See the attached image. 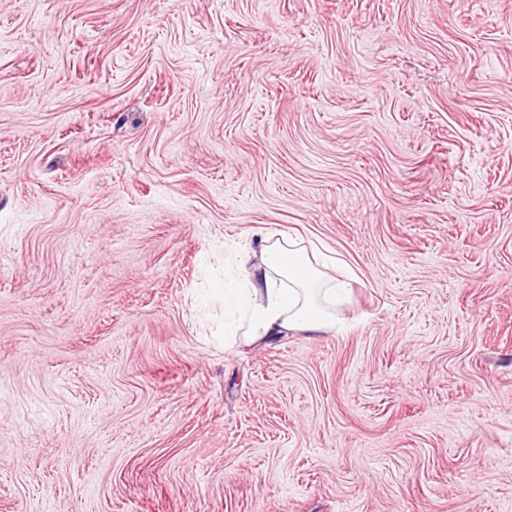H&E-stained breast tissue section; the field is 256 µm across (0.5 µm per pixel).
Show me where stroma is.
Instances as JSON below:
<instances>
[{"mask_svg":"<svg viewBox=\"0 0 512 512\" xmlns=\"http://www.w3.org/2000/svg\"><path fill=\"white\" fill-rule=\"evenodd\" d=\"M0 512H512V0H0ZM252 238L254 261L227 300L233 327H245L253 340L332 329L334 318L320 299L342 300L349 284L289 234L256 231Z\"/></svg>","mask_w":512,"mask_h":512,"instance_id":"stroma-1","label":"stroma"}]
</instances>
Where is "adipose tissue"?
<instances>
[{
  "instance_id": "adipose-tissue-1",
  "label": "adipose tissue",
  "mask_w": 512,
  "mask_h": 512,
  "mask_svg": "<svg viewBox=\"0 0 512 512\" xmlns=\"http://www.w3.org/2000/svg\"><path fill=\"white\" fill-rule=\"evenodd\" d=\"M252 238L253 262L227 301L233 327L254 340L333 328L334 318L322 301L343 299L348 283L331 275L289 234L256 231Z\"/></svg>"
}]
</instances>
